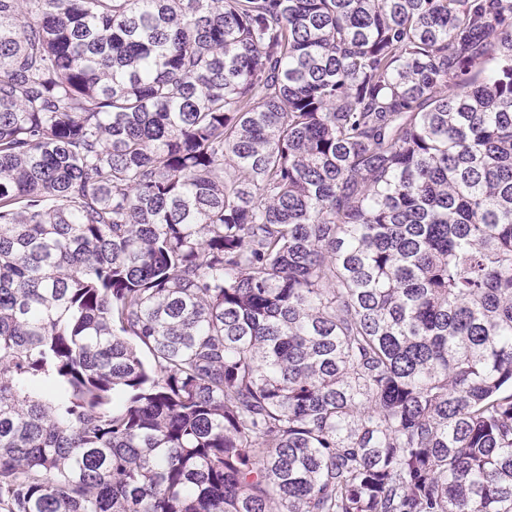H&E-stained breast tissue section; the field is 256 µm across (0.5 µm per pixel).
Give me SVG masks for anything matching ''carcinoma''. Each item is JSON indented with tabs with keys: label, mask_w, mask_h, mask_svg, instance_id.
Returning <instances> with one entry per match:
<instances>
[{
	"label": "carcinoma",
	"mask_w": 512,
	"mask_h": 512,
	"mask_svg": "<svg viewBox=\"0 0 512 512\" xmlns=\"http://www.w3.org/2000/svg\"><path fill=\"white\" fill-rule=\"evenodd\" d=\"M0 512H512V0H0Z\"/></svg>",
	"instance_id": "1"
}]
</instances>
